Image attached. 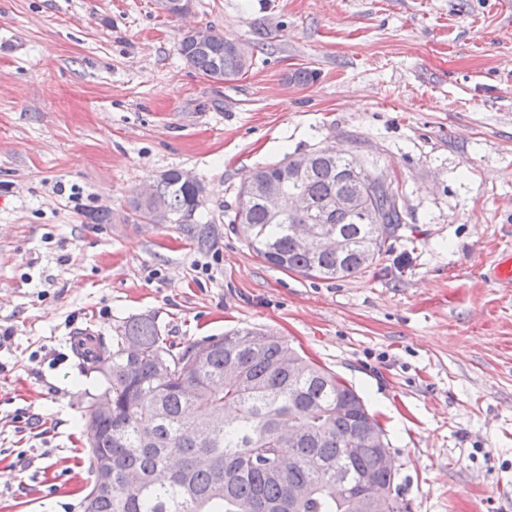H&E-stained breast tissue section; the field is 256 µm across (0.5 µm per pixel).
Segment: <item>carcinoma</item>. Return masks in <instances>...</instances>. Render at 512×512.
Here are the masks:
<instances>
[{"label": "carcinoma", "mask_w": 512, "mask_h": 512, "mask_svg": "<svg viewBox=\"0 0 512 512\" xmlns=\"http://www.w3.org/2000/svg\"><path fill=\"white\" fill-rule=\"evenodd\" d=\"M234 41L217 36L202 41L187 34L179 45L182 58L210 77L233 80L243 68ZM312 172L283 185L286 196L304 195L305 213L289 209L270 215L249 189L280 176L281 163L258 170L238 192L231 222L238 225L248 246L270 265L308 277L345 278L368 269L395 236L402 214L394 190L381 191L364 201L378 211L383 223L362 222L356 211L335 212L325 231L340 233L346 251L338 257L322 249L298 250L294 224H318L336 192L353 190L352 154L322 148ZM181 178V170L160 175L157 196L130 201L133 211L149 220L157 207L172 216L190 218L197 192ZM128 337L142 348L126 353ZM193 342L175 352L148 317L128 320L107 344L89 340L78 354L87 370L110 371L101 388L112 393V416L98 420L99 433L91 446L90 467L98 479L99 461L112 458V482L106 491L91 486L83 512H349L343 492L327 473L343 472L348 491L385 490L389 512H408L398 472L377 467L368 430L357 429L369 411L362 398L332 373L306 360L279 337L260 328H242L224 334L200 359ZM296 355V372L282 365L284 353ZM238 369L230 379L228 365ZM348 414H336L338 404ZM219 411L224 422L211 423ZM292 449L287 455L284 448ZM288 456V471L278 474L272 462ZM135 471L140 482L130 487L125 473ZM307 483L311 496L288 508L290 486Z\"/></svg>", "instance_id": "cac0c4a2"}]
</instances>
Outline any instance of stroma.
<instances>
[{"label": "stroma", "instance_id": "stroma-1", "mask_svg": "<svg viewBox=\"0 0 512 512\" xmlns=\"http://www.w3.org/2000/svg\"><path fill=\"white\" fill-rule=\"evenodd\" d=\"M197 26L247 48L242 76L185 63ZM327 145L404 217L342 280L272 267L230 222L257 169ZM169 169L205 191L148 223L129 201ZM509 253L507 0H0V512H83L100 380L73 338L138 316L179 348L273 330L361 396L409 512H512Z\"/></svg>", "mask_w": 512, "mask_h": 512}]
</instances>
